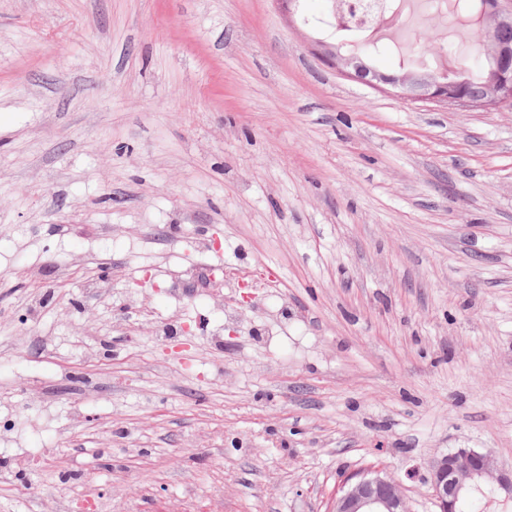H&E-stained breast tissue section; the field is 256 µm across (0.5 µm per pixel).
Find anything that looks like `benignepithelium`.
<instances>
[{"label":"benign epithelium","mask_w":512,"mask_h":512,"mask_svg":"<svg viewBox=\"0 0 512 512\" xmlns=\"http://www.w3.org/2000/svg\"><path fill=\"white\" fill-rule=\"evenodd\" d=\"M512 17V0H497L495 9L480 19V29L490 30ZM344 73L373 88L390 86L393 94L418 101H433L470 107H498L512 103V46L498 44L491 51L487 81L492 92L473 101L458 92L457 81H441L430 74L408 72L397 81H386L357 67L347 70L349 60L341 61ZM431 485L438 512H455L461 492L472 484H487L507 499L512 498V468L499 464L488 452L459 449L436 457L431 465ZM329 512H409L407 501L398 483L379 469L356 475V480L337 496Z\"/></svg>","instance_id":"7a95c632"}]
</instances>
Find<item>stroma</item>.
Returning <instances> with one entry per match:
<instances>
[{"mask_svg": "<svg viewBox=\"0 0 512 512\" xmlns=\"http://www.w3.org/2000/svg\"><path fill=\"white\" fill-rule=\"evenodd\" d=\"M411 22L373 66L439 71ZM336 33L0 0V512H72L63 470L111 512H327L374 466L435 512L434 457L512 466V106L367 86Z\"/></svg>", "mask_w": 512, "mask_h": 512, "instance_id": "35a3bbf8", "label": "stroma"}]
</instances>
